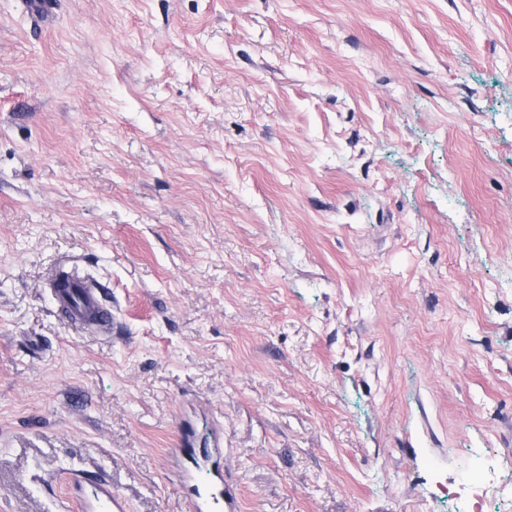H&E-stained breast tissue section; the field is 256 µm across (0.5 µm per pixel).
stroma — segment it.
<instances>
[{
  "label": "stroma",
  "instance_id": "stroma-1",
  "mask_svg": "<svg viewBox=\"0 0 512 512\" xmlns=\"http://www.w3.org/2000/svg\"><path fill=\"white\" fill-rule=\"evenodd\" d=\"M0 0V512H512V0ZM100 282L109 333L45 288ZM185 405L197 406L199 410L208 414L211 419L212 443L215 447L224 444V416L207 402H186L182 407L179 419V428L176 435L175 446L171 448V455L179 458L181 462L180 482L185 494L183 497L186 512H238L239 504L227 472L224 469V458L219 457L210 461V477L204 484L195 483L192 471L199 464L207 462V455L203 450L196 451L190 432L184 423ZM495 475V468L492 465H487L484 469H479L478 478H466L458 481L454 493L463 505V512H485L483 510L485 499L489 497V492L496 487ZM71 502L81 512H128L126 500L112 491L108 481L101 475L88 478L86 475L74 478Z\"/></svg>",
  "mask_w": 512,
  "mask_h": 512
}]
</instances>
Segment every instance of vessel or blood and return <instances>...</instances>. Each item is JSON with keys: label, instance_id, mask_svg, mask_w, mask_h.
<instances>
[{"label": "vessel or blood", "instance_id": "obj_1", "mask_svg": "<svg viewBox=\"0 0 512 512\" xmlns=\"http://www.w3.org/2000/svg\"><path fill=\"white\" fill-rule=\"evenodd\" d=\"M50 293L56 310L76 327L104 328L113 321L112 307L103 288L75 272L65 273L51 282ZM172 456L181 462L180 481L185 489V512H239L237 497L228 481L223 458L207 459L205 452L194 449L186 426H179ZM209 463L210 477L195 483L192 472L199 464ZM72 503L79 512H129L126 500L115 493L103 476L74 478Z\"/></svg>", "mask_w": 512, "mask_h": 512}]
</instances>
